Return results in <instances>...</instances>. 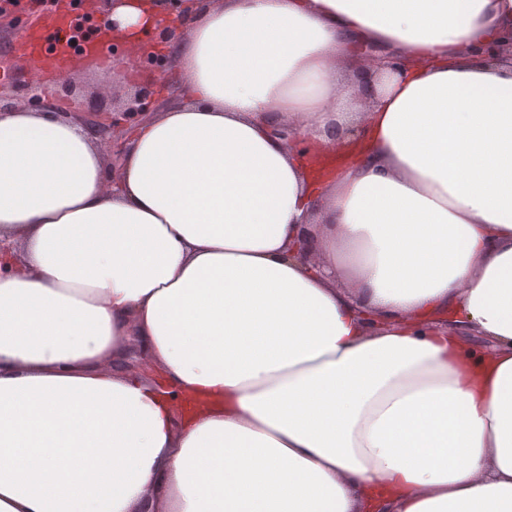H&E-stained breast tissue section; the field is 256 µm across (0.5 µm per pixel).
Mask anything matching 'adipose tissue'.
I'll return each instance as SVG.
<instances>
[{
    "instance_id": "adipose-tissue-1",
    "label": "adipose tissue",
    "mask_w": 512,
    "mask_h": 512,
    "mask_svg": "<svg viewBox=\"0 0 512 512\" xmlns=\"http://www.w3.org/2000/svg\"><path fill=\"white\" fill-rule=\"evenodd\" d=\"M360 42L412 61L369 94ZM511 42L512 0H192L117 173L1 115L0 512H512Z\"/></svg>"
}]
</instances>
